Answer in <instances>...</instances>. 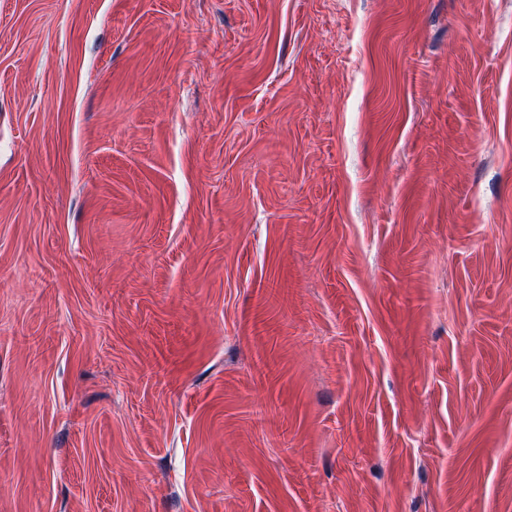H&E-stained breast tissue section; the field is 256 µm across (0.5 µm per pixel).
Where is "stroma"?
Returning <instances> with one entry per match:
<instances>
[{"label": "stroma", "instance_id": "obj_1", "mask_svg": "<svg viewBox=\"0 0 512 512\" xmlns=\"http://www.w3.org/2000/svg\"><path fill=\"white\" fill-rule=\"evenodd\" d=\"M0 512H512V0H0Z\"/></svg>", "mask_w": 512, "mask_h": 512}]
</instances>
